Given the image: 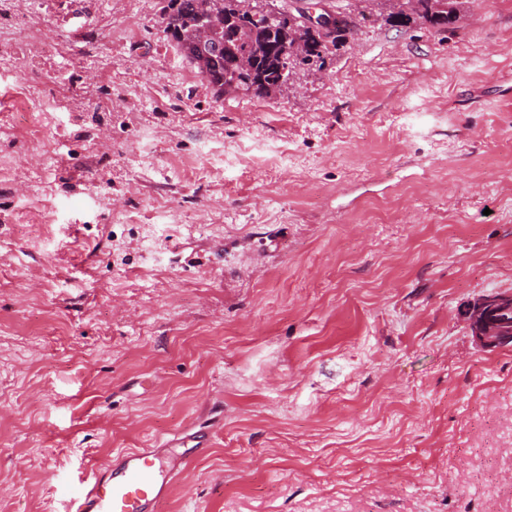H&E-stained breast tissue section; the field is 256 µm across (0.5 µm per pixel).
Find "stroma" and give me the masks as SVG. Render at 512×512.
Masks as SVG:
<instances>
[{"mask_svg": "<svg viewBox=\"0 0 512 512\" xmlns=\"http://www.w3.org/2000/svg\"><path fill=\"white\" fill-rule=\"evenodd\" d=\"M164 4L0 0V512L204 426L162 512H512V0L271 98ZM512 308V292L485 293L467 303L461 316L473 338L485 349L512 345V323L498 315Z\"/></svg>", "mask_w": 512, "mask_h": 512, "instance_id": "obj_1", "label": "stroma"}]
</instances>
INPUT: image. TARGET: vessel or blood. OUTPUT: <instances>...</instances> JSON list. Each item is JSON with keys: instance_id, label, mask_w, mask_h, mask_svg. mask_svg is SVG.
I'll return each mask as SVG.
<instances>
[{"instance_id": "obj_1", "label": "vessel or blood", "mask_w": 512, "mask_h": 512, "mask_svg": "<svg viewBox=\"0 0 512 512\" xmlns=\"http://www.w3.org/2000/svg\"><path fill=\"white\" fill-rule=\"evenodd\" d=\"M183 449L180 465H173L170 449ZM207 450L197 435H176L159 448H138L93 466L89 477L72 485H60L56 495L71 512H161L179 468L189 467Z\"/></svg>"}]
</instances>
